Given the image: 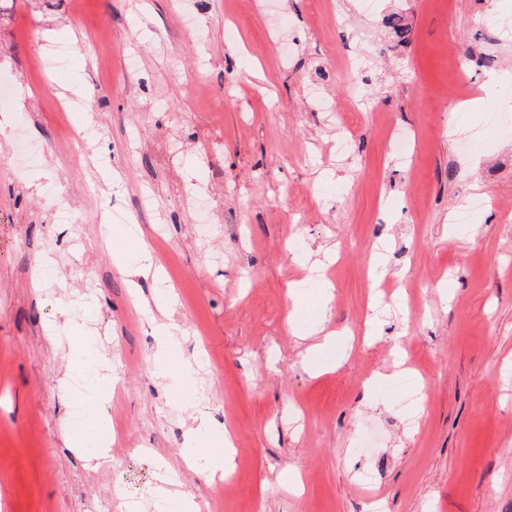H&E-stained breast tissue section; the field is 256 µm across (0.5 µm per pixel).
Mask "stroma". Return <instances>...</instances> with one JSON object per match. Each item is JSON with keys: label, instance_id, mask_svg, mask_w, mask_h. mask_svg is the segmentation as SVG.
Returning a JSON list of instances; mask_svg holds the SVG:
<instances>
[{"label": "stroma", "instance_id": "obj_1", "mask_svg": "<svg viewBox=\"0 0 512 512\" xmlns=\"http://www.w3.org/2000/svg\"><path fill=\"white\" fill-rule=\"evenodd\" d=\"M485 14L512 0H0V512H149L165 471L203 512H512V28ZM75 87L91 108L66 111ZM106 222L162 281L130 287ZM296 239L342 252L340 340L307 365L321 287L288 323ZM167 288L188 402L152 369ZM398 344L420 416L368 383ZM75 347L124 382L108 468L63 440ZM200 416L232 433L227 478L182 459ZM112 248L118 261L122 260L125 252H135L137 262L124 267V273L132 284H135L134 278L147 276L151 269L159 271L158 260L153 250L141 237L133 235L128 227L112 226Z\"/></svg>", "mask_w": 512, "mask_h": 512}]
</instances>
